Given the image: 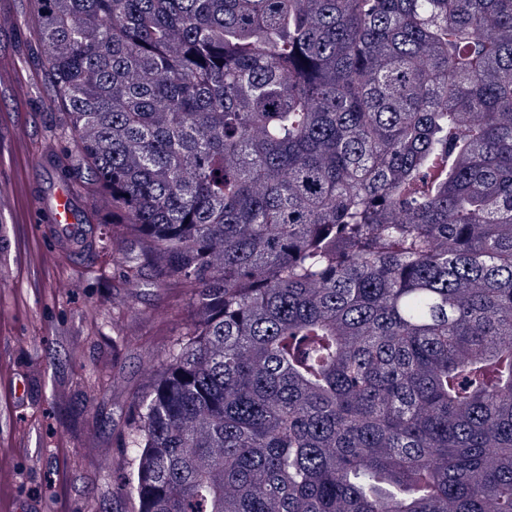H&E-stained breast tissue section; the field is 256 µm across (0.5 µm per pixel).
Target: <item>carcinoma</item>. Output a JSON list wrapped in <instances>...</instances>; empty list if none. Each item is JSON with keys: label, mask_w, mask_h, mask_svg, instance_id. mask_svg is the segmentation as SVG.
Segmentation results:
<instances>
[{"label": "carcinoma", "mask_w": 512, "mask_h": 512, "mask_svg": "<svg viewBox=\"0 0 512 512\" xmlns=\"http://www.w3.org/2000/svg\"><path fill=\"white\" fill-rule=\"evenodd\" d=\"M126 288L188 296L132 512H512V0H30Z\"/></svg>", "instance_id": "1"}]
</instances>
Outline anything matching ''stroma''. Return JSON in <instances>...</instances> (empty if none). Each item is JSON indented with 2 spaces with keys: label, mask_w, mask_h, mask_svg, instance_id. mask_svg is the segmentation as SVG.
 Here are the masks:
<instances>
[{
  "label": "stroma",
  "mask_w": 512,
  "mask_h": 512,
  "mask_svg": "<svg viewBox=\"0 0 512 512\" xmlns=\"http://www.w3.org/2000/svg\"><path fill=\"white\" fill-rule=\"evenodd\" d=\"M27 0H0V512H131L112 470L132 399L185 309L154 284L129 292L112 258L74 259L32 221L30 192L51 199L78 182L62 171L63 113L36 75ZM129 344L112 365V313L123 300Z\"/></svg>",
  "instance_id": "35a3bbf8"
}]
</instances>
